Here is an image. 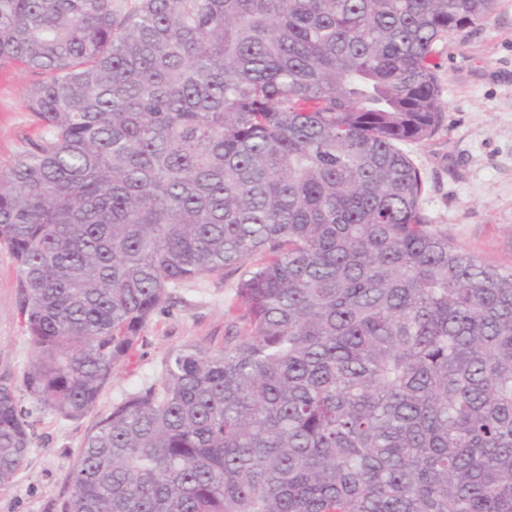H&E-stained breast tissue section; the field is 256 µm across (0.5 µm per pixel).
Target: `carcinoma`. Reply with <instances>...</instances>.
<instances>
[{
  "label": "carcinoma",
  "mask_w": 512,
  "mask_h": 512,
  "mask_svg": "<svg viewBox=\"0 0 512 512\" xmlns=\"http://www.w3.org/2000/svg\"><path fill=\"white\" fill-rule=\"evenodd\" d=\"M496 2L0 0V67L44 75L0 172L35 406L82 418L169 289L245 268L243 335L169 351L61 512H512V269L427 218L404 149ZM35 441L0 377V486Z\"/></svg>",
  "instance_id": "1"
}]
</instances>
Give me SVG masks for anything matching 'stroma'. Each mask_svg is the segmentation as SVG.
Here are the masks:
<instances>
[{"label":"stroma","mask_w":512,"mask_h":512,"mask_svg":"<svg viewBox=\"0 0 512 512\" xmlns=\"http://www.w3.org/2000/svg\"><path fill=\"white\" fill-rule=\"evenodd\" d=\"M438 62L443 127L431 140L406 147L426 180L423 208L456 243L486 263L512 268V0H498L486 22L449 38ZM37 79L29 70L0 68V168L40 134L23 100ZM241 276V270L227 268L172 288L169 307L153 315L130 360L85 417L35 413L36 443L10 483L0 487V512H60L67 473L97 421L155 382L174 347L203 342L216 348L228 332L239 331ZM21 305L15 263L0 249V375L17 384L33 356Z\"/></svg>","instance_id":"1"}]
</instances>
